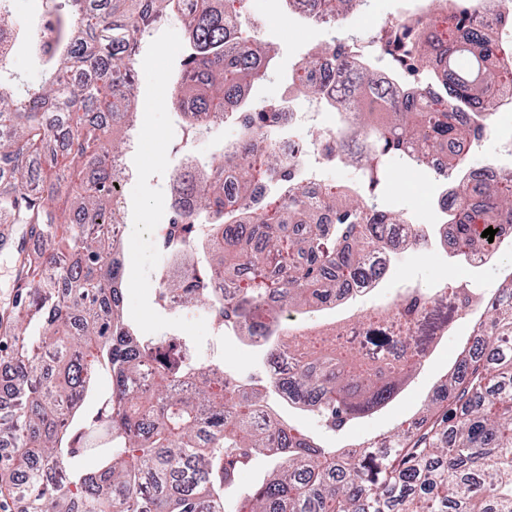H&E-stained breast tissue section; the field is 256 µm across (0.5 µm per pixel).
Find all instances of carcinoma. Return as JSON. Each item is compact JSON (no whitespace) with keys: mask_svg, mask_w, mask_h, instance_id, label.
I'll list each match as a JSON object with an SVG mask.
<instances>
[{"mask_svg":"<svg viewBox=\"0 0 512 512\" xmlns=\"http://www.w3.org/2000/svg\"><path fill=\"white\" fill-rule=\"evenodd\" d=\"M55 43L34 44L46 71L38 88L4 80L0 56V223L20 234L15 250L14 306L0 328L14 336L12 402L0 406V442L18 448L0 474L29 512H226L238 476L253 458L274 470L236 512H512V280L494 299L464 304L480 311L483 334L448 379V400L430 424L396 435L387 452L325 447L275 411L314 413L336 430L384 408L421 364L437 332L448 326V281L420 300L434 322H417L407 338L377 334L371 350L317 344L293 334L286 317L321 305L341 285L382 273L372 253L404 242L386 237L402 221L365 201L387 181L386 161L427 165L447 156L448 179L460 196L448 209L464 254L489 244L482 232L512 231V177L469 182L467 157L454 146L482 131L483 114L512 89V45L489 31L484 0L455 15L448 41L424 36L414 23L386 24L376 48L391 75L423 71L412 91L381 80L371 63L336 57L349 91L334 110L351 130L355 151L343 162L360 171L357 185L324 184L311 193L276 151L277 115L288 96L267 101L243 119L253 149L236 169L237 200L224 194V159L186 166L174 177L176 195L162 248L182 272L160 274L159 300L177 295L236 325L243 336L265 332L264 361L283 353L293 373L243 387L216 365L205 371L184 346L161 349L124 316L123 241L110 237L114 198L125 171L114 164L127 147L114 131L137 124L139 103L126 90L131 57L145 34L169 12L186 20V56L170 105L201 131L211 115L244 108L241 88L258 81L274 48L247 28L248 0H50ZM365 0H331L340 17ZM309 55L289 77L297 96L321 97L308 80ZM275 183L278 204L248 209L253 183ZM328 212L332 223H321ZM41 245L30 252L26 240ZM233 289L229 301L213 282ZM111 393L96 410L84 406L100 374ZM80 454L96 457L88 470L57 465Z\"/></svg>","mask_w":512,"mask_h":512,"instance_id":"obj_1","label":"carcinoma"}]
</instances>
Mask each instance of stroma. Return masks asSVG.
Here are the masks:
<instances>
[{
    "instance_id": "obj_1",
    "label": "stroma",
    "mask_w": 512,
    "mask_h": 512,
    "mask_svg": "<svg viewBox=\"0 0 512 512\" xmlns=\"http://www.w3.org/2000/svg\"><path fill=\"white\" fill-rule=\"evenodd\" d=\"M403 0H369L360 12L349 16L340 27L312 26L296 15H284L278 0H251L253 15L260 21L261 37L274 44L276 54L263 81L248 91L250 107L279 96L286 78L299 67L306 52L350 36L371 41L374 33L391 21ZM183 22L171 16L147 38L133 63L143 111L138 126L142 148L128 155L136 173L124 193L122 217L127 226L126 280L124 313L140 324L150 336H167L186 341L193 360L201 366L223 365L226 372L242 377H260L262 359L256 348L248 346L234 331L217 334L209 318L198 310L169 311L158 303L159 272L165 262L160 241L169 213L171 174L180 169L186 157L209 160L224 144L233 140L237 129L223 123L190 135L177 112L167 105L171 77L179 66ZM489 126L491 133L470 151L471 165L499 163L512 171V155L503 145L512 141V111L496 112ZM396 182L378 193V207L401 214L416 224H444V215L433 208L431 199L443 186L428 167L411 169L403 160H393ZM512 272V243L493 259L480 266L468 265L456 257L452 247L437 246L423 253L414 249L399 251L394 268L368 297L344 305L322 309L312 321L330 325L370 307H382L398 298L403 288L433 289L448 279L474 292L491 294ZM474 321L462 314L430 345L428 355L415 375L398 390L392 402L378 413L356 420L333 431L314 414L293 411L292 416L321 443L348 447L377 439L396 428H418L428 405L445 395L448 373L460 359L462 348L470 346Z\"/></svg>"
}]
</instances>
